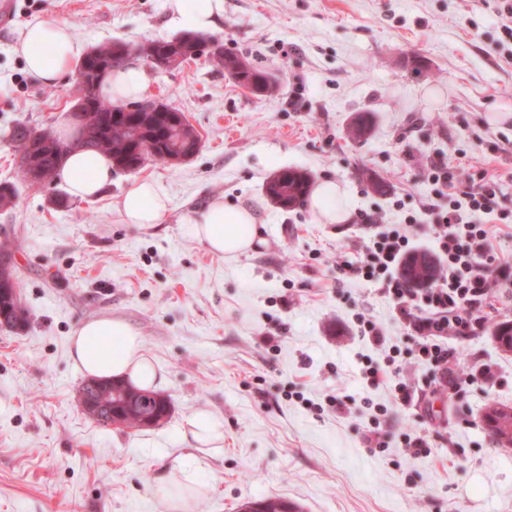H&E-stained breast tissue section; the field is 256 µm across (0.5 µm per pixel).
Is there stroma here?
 <instances>
[{
	"mask_svg": "<svg viewBox=\"0 0 512 512\" xmlns=\"http://www.w3.org/2000/svg\"><path fill=\"white\" fill-rule=\"evenodd\" d=\"M0 25V182L14 180L16 123L67 127L71 80L40 84L16 47L27 24H66L90 48L137 44L188 31L168 0H11ZM494 0H224L210 37L248 54L278 78L255 95L205 60L150 74L147 97L181 110L202 136L178 165L113 170L94 200L63 184L19 185L0 209V241L13 245L14 274L29 310L18 333L0 328V512H166L153 488L167 469L194 465L208 490L181 512H239L280 497L303 512H512V447L484 427L485 406L512 407V353L492 331L512 322L503 293L482 332L458 341L453 396L423 388L403 406L390 386L361 379L355 316H371L392 344L404 330L376 286L336 278V254L363 246L373 228L419 214L433 186L431 158L447 156L512 173V64L485 52L498 37ZM368 117L369 134L349 136ZM294 168L347 190L355 214L321 224L308 205L282 208L266 182ZM150 178L166 191L158 225L122 223L113 201ZM258 206L263 241L233 260L210 253L187 220L211 196ZM124 318L156 364L169 396L160 426L103 427L78 402L84 382L69 340L84 320ZM279 336L269 350L266 335ZM353 397L351 411L327 402ZM389 407L390 448L369 454L360 430L368 403ZM208 414L222 441L199 447L187 419ZM421 435L416 457L403 434Z\"/></svg>",
	"mask_w": 512,
	"mask_h": 512,
	"instance_id": "obj_1",
	"label": "stroma"
}]
</instances>
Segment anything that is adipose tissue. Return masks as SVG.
Segmentation results:
<instances>
[{
	"instance_id": "1",
	"label": "adipose tissue",
	"mask_w": 512,
	"mask_h": 512,
	"mask_svg": "<svg viewBox=\"0 0 512 512\" xmlns=\"http://www.w3.org/2000/svg\"><path fill=\"white\" fill-rule=\"evenodd\" d=\"M16 50L29 73L42 83L55 85L71 70L82 46L70 28L52 20L28 23ZM66 189L73 196L90 199L100 195L112 181V162L102 154L77 151L69 155L58 170ZM310 210L324 224H341L351 218L345 188L332 179L320 180L308 199ZM127 224L141 226L162 223L168 212V196L151 179L130 185L113 203ZM262 218L250 204L225 205L214 198L192 220L196 238L211 252L235 258L253 249L260 239ZM70 356L85 375L116 379L139 388L154 387L157 369L142 351L137 332L121 317L100 316L80 324L74 331ZM199 481L184 468L160 477L155 493L168 512H179L186 495Z\"/></svg>"
}]
</instances>
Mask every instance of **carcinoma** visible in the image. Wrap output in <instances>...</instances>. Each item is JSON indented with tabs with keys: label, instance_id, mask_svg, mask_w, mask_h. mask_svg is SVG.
Returning a JSON list of instances; mask_svg holds the SVG:
<instances>
[{
	"label": "carcinoma",
	"instance_id": "carcinoma-1",
	"mask_svg": "<svg viewBox=\"0 0 512 512\" xmlns=\"http://www.w3.org/2000/svg\"><path fill=\"white\" fill-rule=\"evenodd\" d=\"M210 39L193 32H186L170 40H152L139 45L122 41L105 42L97 46L98 56L85 65L86 79L71 86L70 93L74 101H84L92 114L90 122L79 131L57 134L51 129L37 130L26 123L12 126L10 140L15 152H22L25 161L16 162L17 177L28 182L27 165L34 164L54 181L61 165L63 153L74 150L98 152L112 160L115 167L123 170L131 167L136 160V149L144 142L153 143L146 161L159 165L171 164V156L180 153L190 159L194 158L201 148V137L191 124L183 125L173 112H137L126 115L119 111V105L100 94L94 85L97 70L101 66H112V56L128 50L146 61L155 56L165 57L178 65L187 60L205 58L216 68L224 69L240 86H247L252 79H263L267 71L254 66L247 57L235 53H227L222 47L215 51H206L202 46ZM311 184L310 176L302 171L285 169L267 183L266 194L272 201L284 208L300 205L305 202ZM17 197V186L9 181L0 183V208L9 209ZM497 343L506 351L512 352V322L500 323L494 329ZM104 411L113 409L121 411L127 426H138L139 416L144 412H154L161 416L170 410L168 397L147 390L141 401L133 408L123 404L120 390L112 389V398L102 391L97 396ZM486 415L494 418L495 432L493 440L500 446H512V432L504 425L506 413L503 407L491 403L486 408ZM267 512H301V507L282 498L264 499Z\"/></svg>",
	"mask_w": 512,
	"mask_h": 512
}]
</instances>
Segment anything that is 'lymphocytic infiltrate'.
Masks as SVG:
<instances>
[{
  "label": "lymphocytic infiltrate",
  "mask_w": 512,
  "mask_h": 512,
  "mask_svg": "<svg viewBox=\"0 0 512 512\" xmlns=\"http://www.w3.org/2000/svg\"><path fill=\"white\" fill-rule=\"evenodd\" d=\"M434 202L423 211L435 228L433 250L440 268L435 280L423 288L409 287L399 270L415 248L404 229L392 227L374 234L362 250L340 254L336 271L378 285L399 315L406 330L407 347L390 346L378 326L357 314L361 337L385 346L382 362L367 361L364 376L376 387L396 378L394 391L402 404H410L415 383L402 378V357L410 355L428 366L439 387L456 389L450 365L457 358L452 343L483 330L497 289L512 285V257L495 252V230L489 219L500 211L507 195L503 188L512 175H491L480 170L463 173L435 157L429 165Z\"/></svg>",
  "instance_id": "obj_1"
}]
</instances>
